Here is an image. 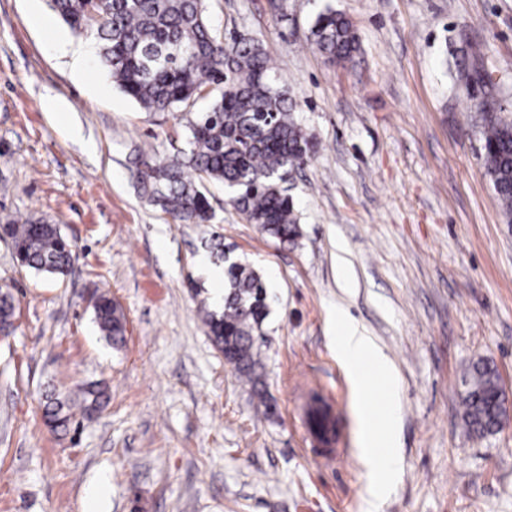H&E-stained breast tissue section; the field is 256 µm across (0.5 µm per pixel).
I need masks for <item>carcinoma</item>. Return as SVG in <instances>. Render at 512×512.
<instances>
[{
	"mask_svg": "<svg viewBox=\"0 0 512 512\" xmlns=\"http://www.w3.org/2000/svg\"><path fill=\"white\" fill-rule=\"evenodd\" d=\"M56 13L77 34H90L113 84L149 113L172 112L207 101L201 112H184L189 149L165 157L144 156L135 178L141 198L178 224H209L214 212L208 185L222 183L231 202L251 224L283 241L300 235L293 197L283 176L310 159L312 145L261 44L242 35L219 36L206 15L205 0H52ZM315 48L331 62H345L358 51L352 22L328 9L310 30ZM482 159L496 197L512 214V118L501 111L478 112ZM16 260L23 269L63 275L73 258L71 242L55 224L42 219L6 221ZM224 263L228 282L220 310L202 308V321L214 345L233 367L250 375L258 339L268 316L263 276L231 258L222 237L208 245ZM95 319L114 347L125 341L124 315L101 293ZM15 305L0 291V329L14 328ZM497 371L476 364L468 374L464 418L477 434L493 432L497 413ZM45 418L58 428L70 420L65 403L48 397Z\"/></svg>",
	"mask_w": 512,
	"mask_h": 512,
	"instance_id": "1",
	"label": "carcinoma"
}]
</instances>
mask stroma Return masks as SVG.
Returning a JSON list of instances; mask_svg holds the SVG:
<instances>
[{
	"label": "stroma",
	"mask_w": 512,
	"mask_h": 512,
	"mask_svg": "<svg viewBox=\"0 0 512 512\" xmlns=\"http://www.w3.org/2000/svg\"><path fill=\"white\" fill-rule=\"evenodd\" d=\"M222 35L257 39L313 144L293 175L300 235L279 240L210 185L215 218L174 224L138 196L140 154L186 146L179 112L149 114L115 88L95 38L51 49L29 0H0V216L41 218L75 245L67 275L17 267L0 340V512H364L356 392L332 350L344 309L397 377L401 460L382 512H512V423L470 433L464 376L494 365L512 390V224L474 121L490 75L512 115V0H205ZM332 7L360 51L329 62L309 28ZM259 270L269 314L252 378L213 344L196 270L211 233ZM350 270L340 283L337 255ZM108 293L125 343L100 335ZM106 400L80 405L84 384ZM74 415L53 428L46 390ZM337 419L322 458L312 394ZM96 298L95 302L92 295L95 319L100 331L113 347L122 346L125 341V321L120 307L107 293L98 294Z\"/></svg>",
	"instance_id": "1"
}]
</instances>
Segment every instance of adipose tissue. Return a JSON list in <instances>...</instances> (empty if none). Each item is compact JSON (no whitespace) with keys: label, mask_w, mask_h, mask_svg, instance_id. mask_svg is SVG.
<instances>
[{"label":"adipose tissue","mask_w":512,"mask_h":512,"mask_svg":"<svg viewBox=\"0 0 512 512\" xmlns=\"http://www.w3.org/2000/svg\"><path fill=\"white\" fill-rule=\"evenodd\" d=\"M333 345L337 358L345 366L357 387L356 413L360 428V448L368 469L369 496L365 512H381L390 491V476L398 467L394 452L398 445L395 434L380 435L376 413L368 398L373 386H380L385 408L384 417L397 415L393 406L396 377L383 351L352 321L344 310L336 312V334Z\"/></svg>","instance_id":"1"}]
</instances>
